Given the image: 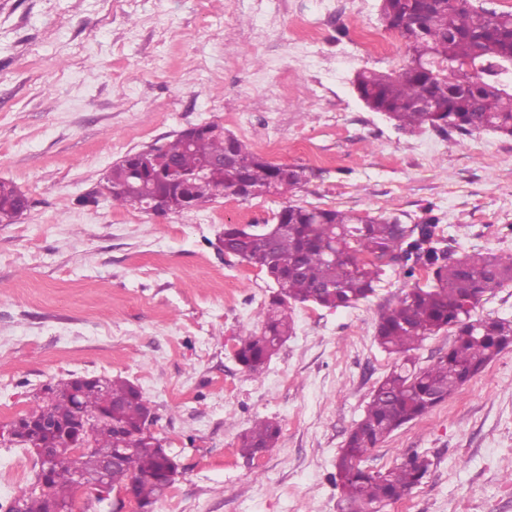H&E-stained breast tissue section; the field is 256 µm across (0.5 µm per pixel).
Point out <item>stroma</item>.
I'll return each instance as SVG.
<instances>
[{
    "label": "stroma",
    "mask_w": 512,
    "mask_h": 512,
    "mask_svg": "<svg viewBox=\"0 0 512 512\" xmlns=\"http://www.w3.org/2000/svg\"><path fill=\"white\" fill-rule=\"evenodd\" d=\"M324 2L137 0L116 15L107 0H0V181L32 202L0 224V423L50 382L131 381L180 467L154 512H342L336 458L396 362L375 339L379 309L434 279L394 264L356 306L292 305V336L253 375L235 351L260 332L271 282L218 238L271 222L285 199L220 196L163 217L115 208L103 177L127 153L215 122L270 162L306 166L296 203L432 215L456 255H512V136L409 135L365 106L356 73L407 58L391 31L378 59L350 40L351 26H380L379 0L315 46L314 67L290 63L297 24ZM260 29L269 48L255 54ZM267 418L277 444L241 457L239 435ZM413 452L428 474L390 512H512V349L366 465Z\"/></svg>",
    "instance_id": "1"
}]
</instances>
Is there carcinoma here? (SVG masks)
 <instances>
[{
  "label": "carcinoma",
  "instance_id": "1",
  "mask_svg": "<svg viewBox=\"0 0 512 512\" xmlns=\"http://www.w3.org/2000/svg\"><path fill=\"white\" fill-rule=\"evenodd\" d=\"M380 12L386 29L405 41L407 60L396 73L357 74L355 89L369 109L383 113L405 132L428 127L445 137L453 131L468 135L481 130L512 135V91L494 76V69L512 58V12L488 15L471 0H381ZM458 64L476 68L465 91L448 81V66ZM423 99L433 103V111L418 106ZM161 151L164 159L191 172L205 160L225 154L224 133L216 127L200 132L190 145L178 134ZM233 151L240 162L198 185L194 205L169 191L157 165L142 171L118 161L104 177V189L114 208L132 205L134 197L149 206L159 202L171 213H189L221 194L230 196L235 187L286 197L306 181L304 166L291 165L283 175L280 165L236 137ZM20 195L15 185L0 181V224H14L24 215ZM436 226L433 217L406 224L397 216L360 215L287 201L270 225L224 227V252L258 268L275 288L260 334L242 339L235 351L239 364L255 375L263 373L293 332L288 305L353 306L374 294L388 259L401 261L406 278L414 277L420 266L433 271V287L411 288L380 309L376 340L403 359L374 388L363 418L336 458V487L351 505L397 502L419 486L429 461L416 452L384 471H372L363 463L392 433L428 414L512 347V319L471 316L486 293L512 282V256L454 257L449 248L433 241ZM446 328L454 330L448 350L431 365L416 368L408 352ZM47 390L52 397H34L24 415L34 418L48 406L65 422L76 416L90 418L87 446L69 448L60 436L43 435L41 447L58 449L48 479L41 481L43 468L35 460L27 490L7 512H49L52 503L74 512V471L98 472L102 452L113 447L121 431L133 437V449L110 468L109 486H133L138 507L150 512L173 481L167 479L163 448L149 429L154 416L140 390L121 378L78 388L71 378L49 383ZM280 434L278 421L259 420L242 435L240 452L252 459L275 447Z\"/></svg>",
  "mask_w": 512,
  "mask_h": 512
}]
</instances>
